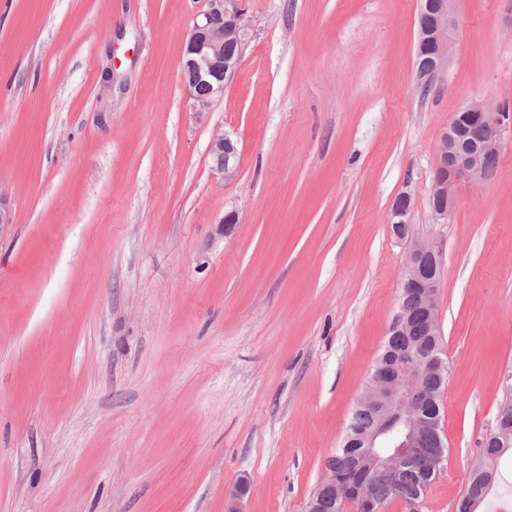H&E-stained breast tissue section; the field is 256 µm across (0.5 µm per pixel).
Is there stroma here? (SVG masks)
<instances>
[{
  "mask_svg": "<svg viewBox=\"0 0 512 512\" xmlns=\"http://www.w3.org/2000/svg\"><path fill=\"white\" fill-rule=\"evenodd\" d=\"M208 8L0 0V512H224L242 477L243 512H303L415 240L443 255L448 358L420 512H456L512 373V0H456L423 97L420 0H249L241 64L199 115L179 62ZM473 101L507 113L500 158L442 219L436 135ZM209 154L211 156V171L222 177L223 180H231L235 177L238 168L239 151L237 143L227 134L216 133L213 135ZM414 208V198L410 191H402L394 199L388 222L391 224L393 235L396 238L407 237L409 217Z\"/></svg>",
  "mask_w": 512,
  "mask_h": 512,
  "instance_id": "1",
  "label": "stroma"
}]
</instances>
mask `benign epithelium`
Wrapping results in <instances>:
<instances>
[{
  "label": "benign epithelium",
  "instance_id": "obj_1",
  "mask_svg": "<svg viewBox=\"0 0 512 512\" xmlns=\"http://www.w3.org/2000/svg\"><path fill=\"white\" fill-rule=\"evenodd\" d=\"M455 0H426L420 14L430 17L428 25H418L417 46L427 43L431 54L426 65L417 71L419 90L429 91L431 79L445 71L452 53V35L457 28ZM247 0H211V8L195 20L188 33L180 60V72L184 86L193 100V108L203 114L218 98L224 96V86L234 76L243 56L248 35ZM236 45V54L227 56L224 45ZM504 133L503 114L496 108L473 101L455 112L448 126L437 136L436 174L431 188L432 211L447 217L455 208L456 185L462 179L476 184L490 177V164L497 161ZM209 154L211 171L224 180L235 177L239 151L237 143L227 134L213 135ZM414 208L411 192L402 191L394 199L388 223L393 235L407 237L409 217ZM442 253L430 241H416L408 257L401 281L403 288H415L424 313L423 327L429 336L440 335L437 318V288L442 268ZM396 332L410 336L415 330L404 300H399L396 312ZM427 370L443 372L448 362L443 351L433 348L427 358L410 357L396 369L377 364L372 375V388L361 398L375 417V425L359 437L346 433L344 441L358 440L364 448H388L383 458L384 472L398 480L401 468L410 456L427 449L438 453V462H444L443 448L447 438L440 435L437 427L420 416L429 402L423 373ZM323 482L334 497L333 509L348 512L353 499H358L369 512H383L384 504L364 489L356 496L348 495L349 489L336 482L330 472H325ZM249 481L240 479L225 496V512H242L241 501L247 494Z\"/></svg>",
  "mask_w": 512,
  "mask_h": 512
}]
</instances>
